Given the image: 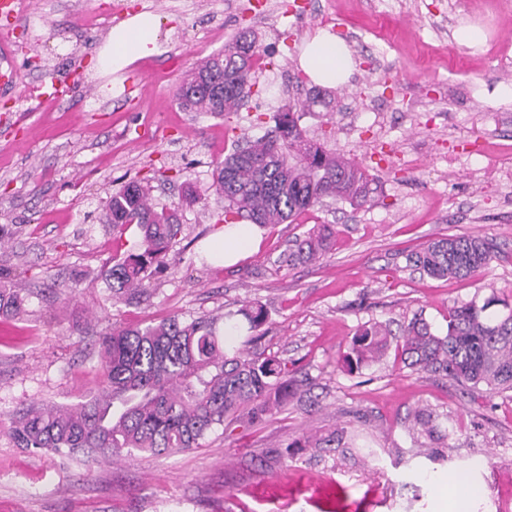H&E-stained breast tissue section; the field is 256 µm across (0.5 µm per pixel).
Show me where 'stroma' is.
I'll return each mask as SVG.
<instances>
[{
  "label": "stroma",
  "instance_id": "35a3bbf8",
  "mask_svg": "<svg viewBox=\"0 0 512 512\" xmlns=\"http://www.w3.org/2000/svg\"><path fill=\"white\" fill-rule=\"evenodd\" d=\"M160 16L162 52L132 63L117 83L94 67L115 8ZM479 46L460 44V23ZM250 29L266 54L236 112L183 111L175 92L206 56ZM330 30L354 72L326 88L328 105L298 123L326 149L370 174L366 203L329 200L295 221L265 225L227 267L210 257L224 200L185 205L187 185L212 182L216 162L265 136L277 113L306 99L305 37ZM0 87V225L14 236L0 265L34 297L22 318L0 315V512H512V392L418 374L388 354L350 373L341 359L366 323L400 334L425 319L446 333L456 304L512 301V0H24L5 47ZM63 80L73 94H45ZM148 183L154 203L178 207L183 249L169 255L145 302L116 303L98 274L114 248L101 203L126 182ZM336 227L315 261L289 264L293 241ZM478 235L488 264L435 279L408 255L429 241ZM263 303L260 348L304 382L299 401L265 421L210 434L203 447L89 464L18 448L13 414L30 404H77L96 390L99 339L115 327L179 316L239 322ZM427 406L448 418L445 456L430 460L401 420ZM347 428L352 452L282 449L305 434ZM452 477L438 492L433 479Z\"/></svg>",
  "mask_w": 512,
  "mask_h": 512
}]
</instances>
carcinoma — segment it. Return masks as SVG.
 <instances>
[{"label": "carcinoma", "instance_id": "obj_1", "mask_svg": "<svg viewBox=\"0 0 512 512\" xmlns=\"http://www.w3.org/2000/svg\"><path fill=\"white\" fill-rule=\"evenodd\" d=\"M264 49L242 31L224 51L199 62L176 90L187 112H236L251 88L255 61ZM370 178L353 161L327 151L308 137L293 112H282L274 130L233 150L213 170L211 188L224 197L217 222L241 218L252 224H282L326 199L361 205ZM104 223L119 242L131 229L138 249L115 253L101 273L115 301L141 302L149 283L168 264L182 234L178 208L157 207L150 189L131 181L105 202ZM335 228L316 224L296 240L288 262L311 261L330 247ZM493 245L478 235L430 241L410 257L414 267L434 277H467L491 259ZM28 289L19 276L0 267V313L27 312ZM497 300L470 301L448 312L445 335L416 320L396 336L379 323L363 325L343 356L347 370L382 361L396 346L405 367L452 378L472 387L512 391V308L495 313ZM253 335L231 350L215 317L185 321L177 316L144 327L114 328L100 339L101 389L73 405H30L12 417L11 434L21 448L58 456L81 453L93 463L134 453L160 455L198 448L206 436L236 423L253 424L288 404L301 381L287 364L249 345L256 342L267 311L259 301L238 310ZM404 427L432 444L448 437L441 416L420 407ZM290 448L347 452V431L306 435Z\"/></svg>", "mask_w": 512, "mask_h": 512}]
</instances>
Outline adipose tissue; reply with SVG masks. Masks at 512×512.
Wrapping results in <instances>:
<instances>
[{
    "label": "adipose tissue",
    "mask_w": 512,
    "mask_h": 512,
    "mask_svg": "<svg viewBox=\"0 0 512 512\" xmlns=\"http://www.w3.org/2000/svg\"><path fill=\"white\" fill-rule=\"evenodd\" d=\"M161 32L160 18L147 12L113 27L97 54L98 74L117 80L135 60L160 54ZM299 63L314 82L328 86L347 83L354 68L345 42L324 29L305 39Z\"/></svg>",
    "instance_id": "obj_1"
}]
</instances>
